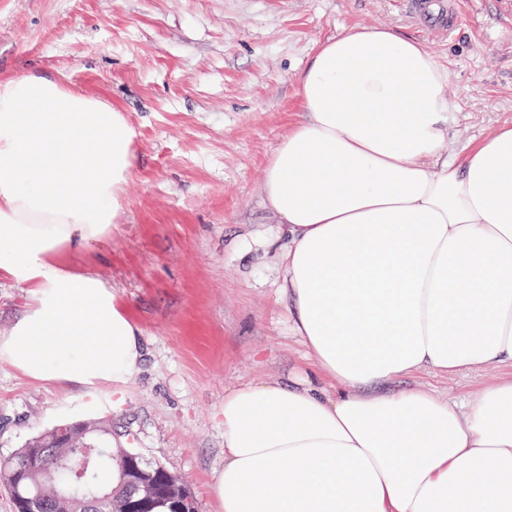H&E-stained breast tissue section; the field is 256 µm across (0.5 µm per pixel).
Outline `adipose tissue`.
<instances>
[{"mask_svg": "<svg viewBox=\"0 0 512 512\" xmlns=\"http://www.w3.org/2000/svg\"><path fill=\"white\" fill-rule=\"evenodd\" d=\"M265 164L282 290L314 375L224 395L220 512H512V124L444 150L447 70L389 26L321 42ZM107 99L0 76V281L27 288L0 358L36 380L124 386L140 331L67 254L110 235L136 169ZM495 374L456 403L432 373Z\"/></svg>", "mask_w": 512, "mask_h": 512, "instance_id": "ef3b65f1", "label": "adipose tissue"}]
</instances>
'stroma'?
<instances>
[{"label": "stroma", "mask_w": 512, "mask_h": 512, "mask_svg": "<svg viewBox=\"0 0 512 512\" xmlns=\"http://www.w3.org/2000/svg\"><path fill=\"white\" fill-rule=\"evenodd\" d=\"M430 32L405 0H0V73L60 75L126 113L136 171L111 236L66 256L128 306L145 358L122 391L37 381L0 358V458L57 426L96 422L219 512L224 394L309 371L262 203L268 156L298 118L297 76L321 41L389 25L448 71L457 153L512 122V0H457ZM488 373L419 376L461 401Z\"/></svg>", "instance_id": "stroma-1"}]
</instances>
